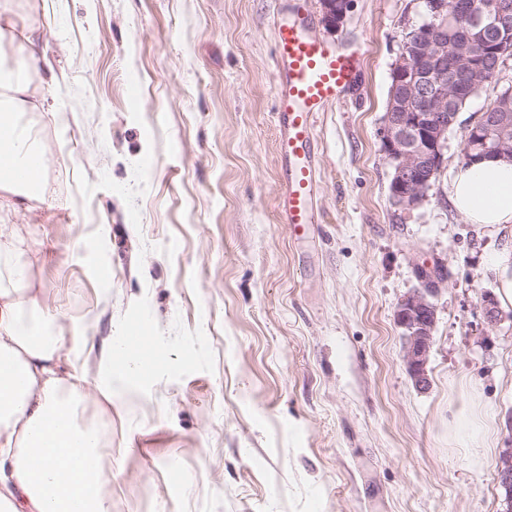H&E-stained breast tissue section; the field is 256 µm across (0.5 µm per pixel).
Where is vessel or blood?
Returning a JSON list of instances; mask_svg holds the SVG:
<instances>
[{
    "label": "vessel or blood",
    "mask_w": 512,
    "mask_h": 512,
    "mask_svg": "<svg viewBox=\"0 0 512 512\" xmlns=\"http://www.w3.org/2000/svg\"><path fill=\"white\" fill-rule=\"evenodd\" d=\"M302 0L277 20L275 125L282 177L277 189L280 220L296 241L318 222V157L315 120L326 104L340 100L358 80L360 58L317 37Z\"/></svg>",
    "instance_id": "vessel-or-blood-1"
}]
</instances>
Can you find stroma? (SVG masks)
Instances as JSON below:
<instances>
[{
	"mask_svg": "<svg viewBox=\"0 0 512 512\" xmlns=\"http://www.w3.org/2000/svg\"><path fill=\"white\" fill-rule=\"evenodd\" d=\"M17 37L36 24L18 123L39 148L44 202L0 210L33 248L30 278L60 312L63 364L86 379L80 420L101 429L112 512H502L512 445V310L488 325L481 295L512 276V239L448 200L467 126L512 85V59L448 134L428 198L396 222L379 131L390 73L421 0H353L338 30L364 40L357 85L319 113L321 222L292 240L277 221L276 0H8ZM443 264L418 389L394 312ZM148 328L150 373L103 347ZM497 413L473 460L448 436L463 400ZM142 358L143 355L130 346L127 336H122L114 341L111 340L98 385L99 392L107 401L112 398V360H123L125 362V373L128 376L138 377L143 372ZM498 482L504 490L503 512L512 511V448L502 450L498 463Z\"/></svg>",
	"mask_w": 512,
	"mask_h": 512,
	"instance_id": "obj_1",
	"label": "stroma"
}]
</instances>
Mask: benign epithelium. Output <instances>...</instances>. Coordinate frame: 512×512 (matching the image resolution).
Instances as JSON below:
<instances>
[{
  "instance_id": "obj_1",
  "label": "benign epithelium",
  "mask_w": 512,
  "mask_h": 512,
  "mask_svg": "<svg viewBox=\"0 0 512 512\" xmlns=\"http://www.w3.org/2000/svg\"><path fill=\"white\" fill-rule=\"evenodd\" d=\"M323 20L332 28H340L351 9V0H321ZM452 16L464 17L467 26L453 33H443L437 40L418 44L408 52L401 49L392 74L402 87V95L420 103L421 111L404 109L392 102L381 128L383 151L396 169L390 196L394 207L403 214L421 205L428 197L430 178L442 168L448 128L456 121L451 110L456 92L469 87L476 73L499 74L502 29L512 24L502 16L491 23L471 18L469 0H455ZM481 44L485 54L477 59L473 46ZM512 104L506 102L498 111H488L481 122L468 125L465 157L474 153L492 155L512 161ZM433 266L415 265L420 287L404 297L395 311V321L404 330V362L415 386H429L427 364L433 344L437 311L432 297L446 283V278L432 275ZM485 319L494 326L502 315L495 296L482 295ZM498 482L504 490L503 512H512V448L502 450L498 463Z\"/></svg>"
}]
</instances>
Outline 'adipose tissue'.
<instances>
[{
	"label": "adipose tissue",
	"instance_id": "adipose-tissue-1",
	"mask_svg": "<svg viewBox=\"0 0 512 512\" xmlns=\"http://www.w3.org/2000/svg\"><path fill=\"white\" fill-rule=\"evenodd\" d=\"M0 69V84L15 94L0 109V160L32 163L40 154L18 130L15 117L26 104L25 67ZM453 208L472 224H491L512 233V162L486 159L464 164L448 190ZM31 246L22 228L0 224V512H112L110 498L95 484L100 475L99 429L77 422L84 380L63 369L64 336L52 330L29 278ZM139 376L142 355L127 338L110 344L99 392L112 395V362ZM492 405L461 408L448 424L454 443L473 458L492 447Z\"/></svg>",
	"mask_w": 512,
	"mask_h": 512
}]
</instances>
